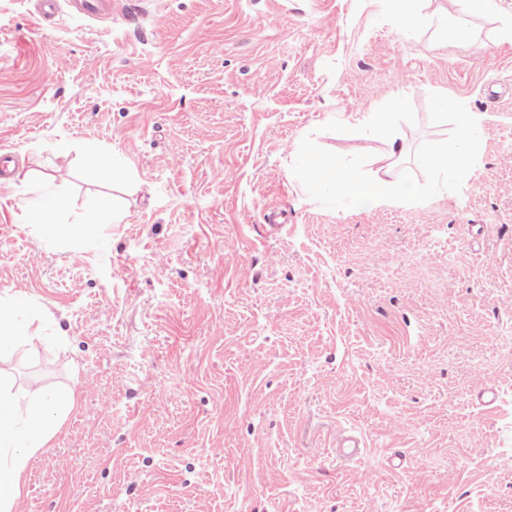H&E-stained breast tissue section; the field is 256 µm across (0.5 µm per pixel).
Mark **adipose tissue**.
<instances>
[{"mask_svg": "<svg viewBox=\"0 0 512 512\" xmlns=\"http://www.w3.org/2000/svg\"><path fill=\"white\" fill-rule=\"evenodd\" d=\"M459 138L443 152L428 151L417 159L420 168L454 179L464 178L468 161L484 129L471 112H459ZM309 181L329 196H348L366 208L407 198L410 184L396 163H388L369 177L337 172L334 163L321 162ZM28 297L19 293L0 299V359L11 356L42 336V320L26 317ZM77 383L49 392L41 386L12 392L0 379V512H13L25 491L31 462L42 455L74 406Z\"/></svg>", "mask_w": 512, "mask_h": 512, "instance_id": "obj_1", "label": "adipose tissue"}]
</instances>
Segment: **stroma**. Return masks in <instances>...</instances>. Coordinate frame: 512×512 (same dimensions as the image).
I'll use <instances>...</instances> for the list:
<instances>
[{"label": "stroma", "mask_w": 512, "mask_h": 512, "mask_svg": "<svg viewBox=\"0 0 512 512\" xmlns=\"http://www.w3.org/2000/svg\"><path fill=\"white\" fill-rule=\"evenodd\" d=\"M114 2L0 0V158L31 175L0 180V298L49 330L0 373L81 382L17 512H512V0L465 36L456 0L407 33L391 0ZM461 108L485 132L445 181L416 158ZM394 133L405 201L297 174L371 175ZM44 180L60 221L124 222L41 239ZM38 20L67 13L89 21L112 19V0H31Z\"/></svg>", "instance_id": "35a3bbf8"}]
</instances>
